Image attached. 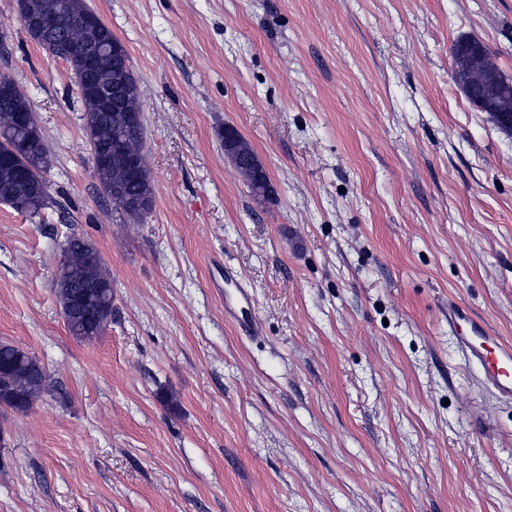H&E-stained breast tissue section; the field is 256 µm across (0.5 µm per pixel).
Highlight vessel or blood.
Instances as JSON below:
<instances>
[{
	"label": "vessel or blood",
	"instance_id": "1",
	"mask_svg": "<svg viewBox=\"0 0 512 512\" xmlns=\"http://www.w3.org/2000/svg\"><path fill=\"white\" fill-rule=\"evenodd\" d=\"M224 315L240 333L248 336L254 332V297L229 267L224 270ZM448 327L467 361L479 366L484 384L500 396L512 398V340L492 335L487 322L457 301L448 304Z\"/></svg>",
	"mask_w": 512,
	"mask_h": 512
}]
</instances>
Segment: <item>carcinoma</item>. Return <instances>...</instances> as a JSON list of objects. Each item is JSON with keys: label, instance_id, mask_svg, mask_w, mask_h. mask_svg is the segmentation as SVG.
<instances>
[{"label": "carcinoma", "instance_id": "carcinoma-1", "mask_svg": "<svg viewBox=\"0 0 512 512\" xmlns=\"http://www.w3.org/2000/svg\"><path fill=\"white\" fill-rule=\"evenodd\" d=\"M26 9L41 13L44 29L37 42L55 56L68 60L67 49L88 40L84 17L91 11L86 0H18ZM103 52L96 70L74 72L84 111L85 134L91 150L95 175L112 207L125 221L139 222L153 208V188L148 174L138 177L121 164L118 156L144 160L143 122L127 124L111 112L100 109L86 90L111 80L115 66L132 72L127 51L101 23L98 31ZM0 85L11 96L0 98V201L31 218L52 204L50 190H38L34 183H47L51 159L41 128H23L17 114L33 107L28 92L8 72L0 73ZM224 155L233 164H243L254 155L250 143L236 136ZM247 186L256 198L273 193L268 174L249 169ZM55 294L71 335L92 339L100 335L112 319V277L100 251L88 239L73 236L65 244L63 260L55 280ZM54 390L45 366L33 353L11 343L0 342V404L26 410L42 394Z\"/></svg>", "mask_w": 512, "mask_h": 512}]
</instances>
